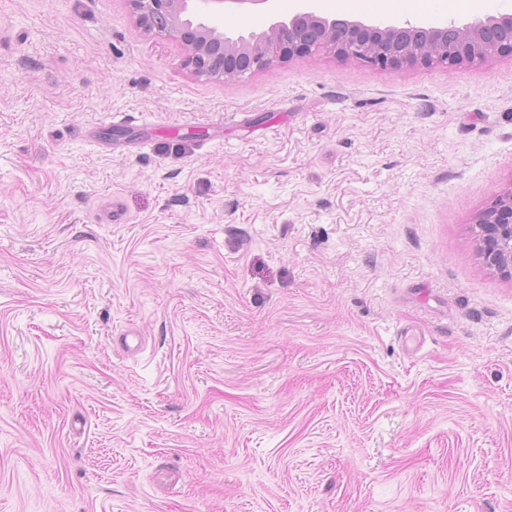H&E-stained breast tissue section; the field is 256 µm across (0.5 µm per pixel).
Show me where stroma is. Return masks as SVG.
<instances>
[{
	"label": "stroma",
	"mask_w": 512,
	"mask_h": 512,
	"mask_svg": "<svg viewBox=\"0 0 512 512\" xmlns=\"http://www.w3.org/2000/svg\"><path fill=\"white\" fill-rule=\"evenodd\" d=\"M184 55L129 0H0V512H512V278L475 232L512 58Z\"/></svg>",
	"instance_id": "35a3bbf8"
}]
</instances>
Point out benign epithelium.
<instances>
[{
    "label": "benign epithelium",
    "mask_w": 512,
    "mask_h": 512,
    "mask_svg": "<svg viewBox=\"0 0 512 512\" xmlns=\"http://www.w3.org/2000/svg\"><path fill=\"white\" fill-rule=\"evenodd\" d=\"M136 23L145 31L172 37L186 50L184 64L199 77L232 79L296 56L329 54L357 59L380 70L405 66L457 65L492 55L512 57V13L462 25L426 27L409 20H338L317 0H305L291 16H276L259 32L229 35L221 26L224 4L268 0H131ZM484 264L512 277V187L497 195L477 219Z\"/></svg>",
    "instance_id": "7a95c632"
}]
</instances>
